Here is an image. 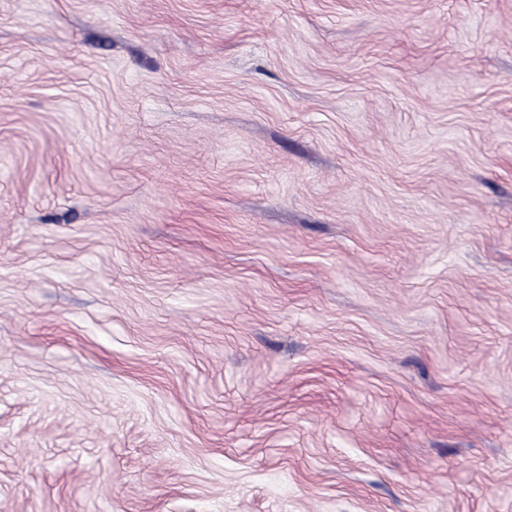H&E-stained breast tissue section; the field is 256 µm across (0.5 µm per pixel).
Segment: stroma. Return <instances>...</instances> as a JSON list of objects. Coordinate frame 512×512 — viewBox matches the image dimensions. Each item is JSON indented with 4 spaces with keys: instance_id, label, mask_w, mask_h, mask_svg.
<instances>
[{
    "instance_id": "1",
    "label": "stroma",
    "mask_w": 512,
    "mask_h": 512,
    "mask_svg": "<svg viewBox=\"0 0 512 512\" xmlns=\"http://www.w3.org/2000/svg\"><path fill=\"white\" fill-rule=\"evenodd\" d=\"M0 512H512V0H0Z\"/></svg>"
}]
</instances>
